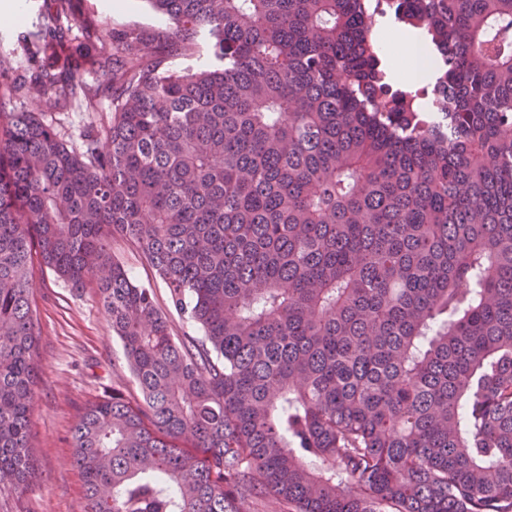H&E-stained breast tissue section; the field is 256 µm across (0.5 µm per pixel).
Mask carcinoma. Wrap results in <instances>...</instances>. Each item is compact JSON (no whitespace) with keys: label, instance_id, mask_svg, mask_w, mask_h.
<instances>
[{"label":"carcinoma","instance_id":"carcinoma-1","mask_svg":"<svg viewBox=\"0 0 512 512\" xmlns=\"http://www.w3.org/2000/svg\"><path fill=\"white\" fill-rule=\"evenodd\" d=\"M168 35L18 37L0 109V487L28 486L34 267L98 288L137 385L71 431L86 512H512V0H395L448 126L404 109L374 0H144ZM204 36L219 65L160 72ZM111 100L73 147L46 109ZM201 336L172 334L109 241Z\"/></svg>","mask_w":512,"mask_h":512}]
</instances>
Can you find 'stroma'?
<instances>
[{"mask_svg": "<svg viewBox=\"0 0 512 512\" xmlns=\"http://www.w3.org/2000/svg\"><path fill=\"white\" fill-rule=\"evenodd\" d=\"M52 8L51 0H23L21 22L0 23V57L15 61L7 80L14 108L24 106L20 86L28 75L17 38ZM93 17L116 36L129 28L160 35L170 31L168 21L152 11L145 0H129L123 10L108 8L106 0H75L73 12L57 15L56 24L74 28ZM100 119V113L87 111L84 102L78 100L44 115L45 122L73 146L80 145L84 132ZM110 248L137 284L152 289L174 335L199 336L194 322L169 305L163 281L126 241L111 239ZM33 302L40 327L36 360L41 368L30 423L35 477L24 492L0 491V512H85L83 482L73 464L70 430L83 409L105 389L117 387L132 394L136 386L95 287L76 291L53 271L38 268L33 275Z\"/></svg>", "mask_w": 512, "mask_h": 512, "instance_id": "1", "label": "stroma"}]
</instances>
